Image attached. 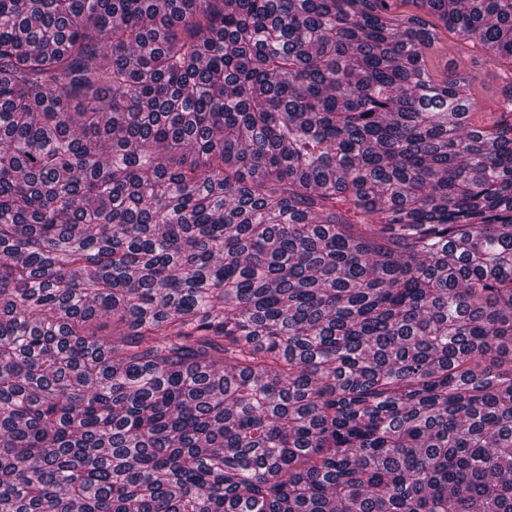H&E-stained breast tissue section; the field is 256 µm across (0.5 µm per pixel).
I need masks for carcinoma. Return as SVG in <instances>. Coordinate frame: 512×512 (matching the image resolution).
<instances>
[{
    "label": "carcinoma",
    "instance_id": "carcinoma-1",
    "mask_svg": "<svg viewBox=\"0 0 512 512\" xmlns=\"http://www.w3.org/2000/svg\"><path fill=\"white\" fill-rule=\"evenodd\" d=\"M385 2L0 0L4 512H512V0ZM472 58L483 59L480 45L462 48L452 34L441 29L438 44L430 57H427L426 64L433 77L441 80L452 71L453 67L469 63ZM499 70L495 67L482 65L478 70V79L474 86V94L480 101L492 105V98L497 94Z\"/></svg>",
    "mask_w": 512,
    "mask_h": 512
}]
</instances>
